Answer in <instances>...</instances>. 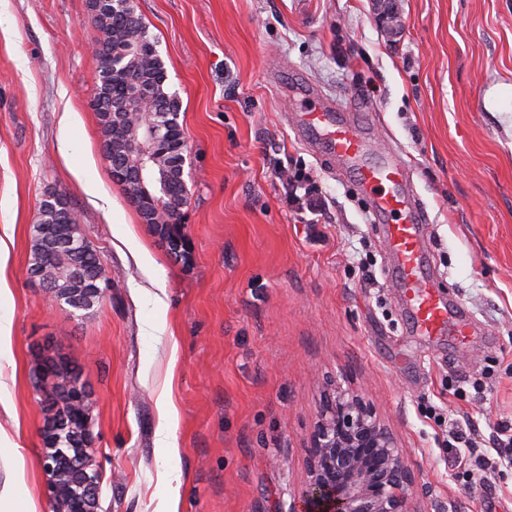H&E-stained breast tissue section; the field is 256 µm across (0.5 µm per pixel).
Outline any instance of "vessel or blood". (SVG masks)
<instances>
[{
	"mask_svg": "<svg viewBox=\"0 0 512 512\" xmlns=\"http://www.w3.org/2000/svg\"><path fill=\"white\" fill-rule=\"evenodd\" d=\"M293 130L317 144L321 160L340 166L367 199L375 223L383 225L391 274L404 292L415 332L466 340L467 316L444 298L427 267V213L409 179L408 161L395 151L374 152L369 127L355 110L327 98L300 107Z\"/></svg>",
	"mask_w": 512,
	"mask_h": 512,
	"instance_id": "1",
	"label": "vessel or blood"
}]
</instances>
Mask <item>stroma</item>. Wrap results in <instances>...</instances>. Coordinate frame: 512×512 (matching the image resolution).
Returning a JSON list of instances; mask_svg holds the SVG:
<instances>
[{
	"label": "stroma",
	"instance_id": "1",
	"mask_svg": "<svg viewBox=\"0 0 512 512\" xmlns=\"http://www.w3.org/2000/svg\"><path fill=\"white\" fill-rule=\"evenodd\" d=\"M136 3L181 104L187 263L112 180L88 0H0V316L14 337L0 424L22 433L40 512H52L40 431L54 382L41 369L56 356L89 393L102 512L169 499L178 512H288L333 383L373 401L425 492L421 512H512V463L495 441L512 426V0ZM301 81L358 108L379 147L413 166L430 263L483 335L413 331L365 200L292 129ZM71 110L82 122L66 134ZM289 157L321 187L322 223H294L274 172ZM49 191L71 203L110 281L87 311L28 271ZM164 395L173 451L158 442ZM441 416L469 421L459 463Z\"/></svg>",
	"mask_w": 512,
	"mask_h": 512
}]
</instances>
